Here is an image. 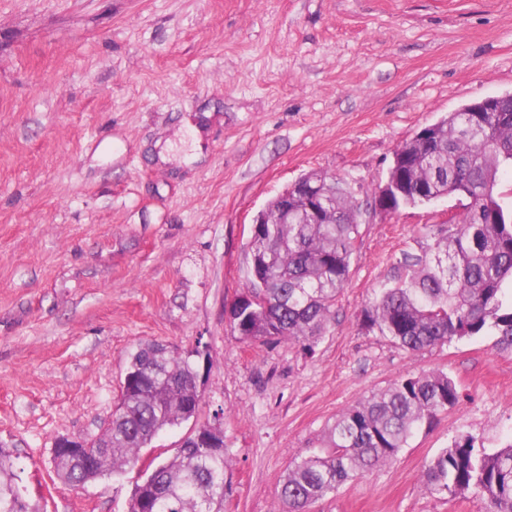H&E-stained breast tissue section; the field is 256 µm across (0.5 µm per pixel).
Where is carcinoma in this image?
Instances as JSON below:
<instances>
[{"label":"carcinoma","mask_w":512,"mask_h":512,"mask_svg":"<svg viewBox=\"0 0 512 512\" xmlns=\"http://www.w3.org/2000/svg\"><path fill=\"white\" fill-rule=\"evenodd\" d=\"M507 112H450L427 140L396 151L385 184L398 209L445 194L465 195L467 211L453 230L440 228L419 254L406 253L392 284L362 311V325L417 353L489 332L512 347V201L498 191L512 170V103ZM336 190L324 223L297 212L290 224H255L251 264L242 291L226 307L244 342L288 339L312 345L324 335L350 275L360 233V205L348 184L322 176ZM128 385L112 421L92 439L91 456L52 457L68 483L94 481L137 461L164 430L194 418L197 372L176 347L147 344L132 356ZM456 382L442 370L400 376L336 416L328 449L295 461L278 491V512H310L356 475L396 457L415 431L456 406ZM229 448L214 451L188 439L136 485L129 512H224ZM426 488L451 499L467 495L484 512H512V443L496 451L473 437L455 438L424 468ZM0 512H38L23 496L0 448Z\"/></svg>","instance_id":"obj_1"}]
</instances>
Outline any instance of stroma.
Returning a JSON list of instances; mask_svg holds the SVG:
<instances>
[{
  "mask_svg": "<svg viewBox=\"0 0 512 512\" xmlns=\"http://www.w3.org/2000/svg\"><path fill=\"white\" fill-rule=\"evenodd\" d=\"M509 93L512 0H0V445L26 499L128 512L147 466L218 415L224 512H274L336 415L442 370L459 404L312 512H484L430 493L422 471L459 436L512 443V351L488 334L411 353L360 321L467 198L362 211L312 347L239 340L224 309L245 285L252 221L284 187L324 172L366 203L403 142ZM151 341L190 356L196 417L121 474L62 482L56 439L101 434L129 354Z\"/></svg>",
  "mask_w": 512,
  "mask_h": 512,
  "instance_id": "stroma-1",
  "label": "stroma"
}]
</instances>
